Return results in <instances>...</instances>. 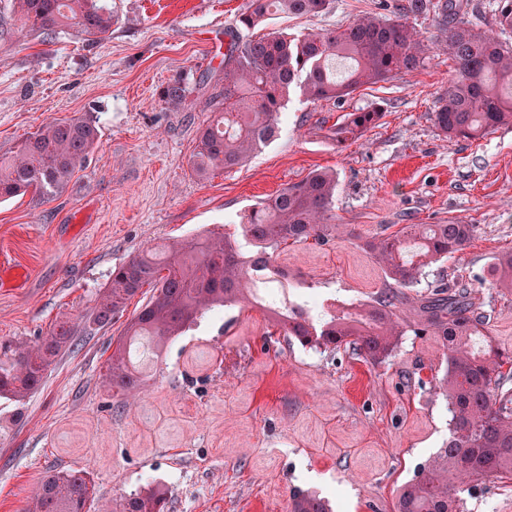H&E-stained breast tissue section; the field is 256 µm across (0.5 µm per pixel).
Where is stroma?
<instances>
[{"mask_svg":"<svg viewBox=\"0 0 512 512\" xmlns=\"http://www.w3.org/2000/svg\"><path fill=\"white\" fill-rule=\"evenodd\" d=\"M107 2L112 31L93 43L71 30L49 42L19 36L12 0H0V156L54 119L87 113L100 130L63 194L0 203V261L14 272L0 282V344L31 346L57 320L81 322L115 265L204 230L238 231L244 210L326 169L337 179L334 221L349 232L282 246L286 293L358 307L394 291L412 326L436 281L462 280L489 314L492 339L512 350V293L493 267L512 251V127L476 141L435 127L454 75L442 51L342 102L292 92L279 137L245 164L206 178L190 166L231 40L391 15L400 0H331L321 15L251 29L238 23L248 0ZM180 76L192 88L185 106L161 95ZM372 107L382 113L376 127L337 145L331 128ZM449 223L479 230L410 288H395L359 246ZM152 294L142 288L111 326L77 337L38 391L0 399V512H26L60 469L87 472L110 507L158 484L170 512H288L295 489L326 496L332 512H395L401 487L448 438V404L430 384L445 368L437 337L406 334L376 365L288 343L247 303L168 342L145 364L139 397L122 400L105 376L112 340Z\"/></svg>","mask_w":512,"mask_h":512,"instance_id":"obj_1","label":"stroma"}]
</instances>
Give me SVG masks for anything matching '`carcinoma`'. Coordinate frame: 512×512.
Listing matches in <instances>:
<instances>
[{"label": "carcinoma", "instance_id": "1", "mask_svg": "<svg viewBox=\"0 0 512 512\" xmlns=\"http://www.w3.org/2000/svg\"><path fill=\"white\" fill-rule=\"evenodd\" d=\"M329 0H249L239 22L254 28L273 15L312 16ZM462 0H405L395 18L367 16L344 28L292 34L274 30L254 40L234 42L224 55V90L214 105V120L198 130L191 159L205 177L232 169L271 142L280 132L285 101L292 88L312 99L341 101L364 85L423 66L430 46L410 19L424 17L439 33L437 45L448 51L455 76L433 112L436 128L450 139L475 140L512 126V45L463 18ZM20 31L46 41L73 29L89 39L112 31V11L101 0H13ZM494 27L512 33V0H498ZM350 62L344 75L336 60ZM175 104L187 102L185 79L161 91ZM376 110L349 112L332 129L338 144L357 139L379 121ZM99 131L85 115L53 120L26 137L17 151L0 157V202L27 192L52 198L65 192L84 168ZM336 174L313 171L243 214L242 236L253 246L243 253L236 238L197 234L152 249L112 269L110 281L83 324L60 321L31 348H7L0 354V398L20 401L37 391L56 359L72 345L79 329L104 328L146 285L155 295L127 323L109 358L112 387L135 396L141 373L131 351L143 342L161 343L190 331L198 320L221 307L260 304L254 288L262 278L283 276L275 265L281 245L310 239L326 244L339 225L329 222L336 196ZM405 237L390 235L362 244L400 288L418 282L430 263L462 250L475 224H411ZM498 285L512 292V251L494 258ZM424 318L414 335L438 337L446 350L443 375L435 388L446 397L450 435L431 463L399 492L396 512H461L463 493L483 478L512 480V351L493 345L489 314L476 306L471 287L442 283L422 306ZM288 342L304 349L335 353L347 346L373 364L383 363L406 329L392 296H379L359 308L328 306L312 321L302 305L276 313ZM94 484L87 473L48 475L28 512H89ZM160 486L121 499L116 512H168ZM290 512H330L322 497L296 490Z\"/></svg>", "mask_w": 512, "mask_h": 512}]
</instances>
